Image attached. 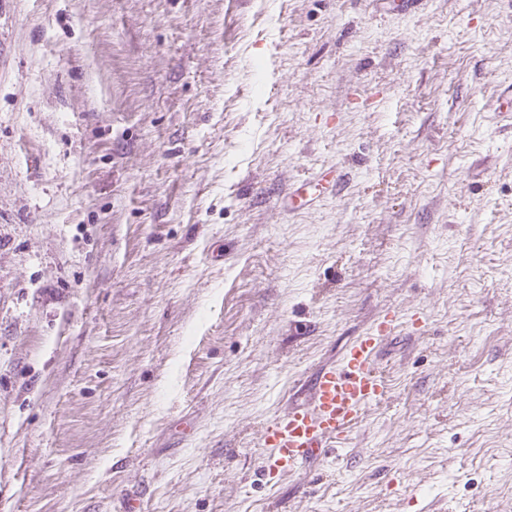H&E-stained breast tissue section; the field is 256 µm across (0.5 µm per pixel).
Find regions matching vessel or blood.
Here are the masks:
<instances>
[{"instance_id":"1","label":"vessel or blood","mask_w":512,"mask_h":512,"mask_svg":"<svg viewBox=\"0 0 512 512\" xmlns=\"http://www.w3.org/2000/svg\"><path fill=\"white\" fill-rule=\"evenodd\" d=\"M322 189L321 180L306 178L281 201L305 204L318 198ZM393 328V320L378 323L357 337L337 364L318 368L302 381L308 399L291 402L262 432L266 450L262 470L267 476L300 471L307 463L325 457L332 448L341 447L365 410L386 398L388 384L379 368L378 355Z\"/></svg>"}]
</instances>
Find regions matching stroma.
Listing matches in <instances>:
<instances>
[{
	"mask_svg": "<svg viewBox=\"0 0 512 512\" xmlns=\"http://www.w3.org/2000/svg\"><path fill=\"white\" fill-rule=\"evenodd\" d=\"M508 84L512 0H0V512H512ZM390 314L388 398L262 477ZM323 179H316V176L305 178L293 186L288 193L282 196L281 201L284 204H294L295 201L299 205L311 202L318 198L323 189Z\"/></svg>",
	"mask_w": 512,
	"mask_h": 512,
	"instance_id": "stroma-1",
	"label": "stroma"
}]
</instances>
